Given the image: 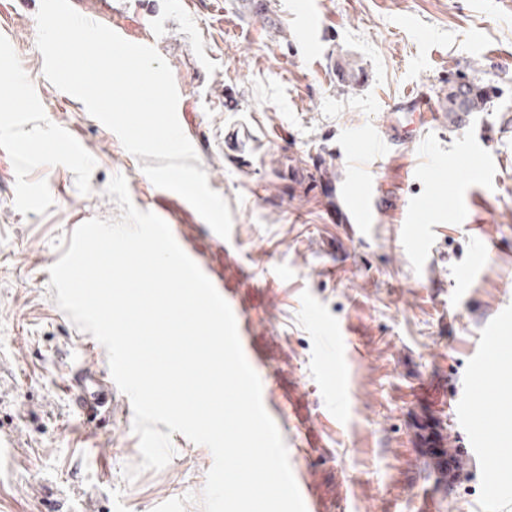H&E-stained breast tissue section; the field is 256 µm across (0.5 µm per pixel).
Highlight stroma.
Wrapping results in <instances>:
<instances>
[{"label":"stroma","instance_id":"obj_1","mask_svg":"<svg viewBox=\"0 0 512 512\" xmlns=\"http://www.w3.org/2000/svg\"><path fill=\"white\" fill-rule=\"evenodd\" d=\"M84 17L151 38L181 89L180 124L208 184L228 203L230 238L181 196H156L119 138L44 75L36 46L40 0H0V81L20 92L0 112V431L17 446L0 461V512H202L211 451L173 433L161 470L126 481L142 462L133 410L112 392L114 433L77 425L65 365L106 349L56 304L50 267L72 228L121 215L105 188L123 175L140 210L164 219L239 319L264 406L315 512H512V477L497 460L512 446V8L493 0H70ZM362 71L345 82L340 64ZM495 81L500 96L458 129L390 105L433 93L449 77ZM258 137L247 165L224 158V129ZM70 127L84 148L70 158L56 137ZM477 152L466 153L471 142ZM322 154L305 170L308 152ZM423 177L413 178L415 169ZM378 180L365 233L345 216L346 193ZM483 266L476 278L468 270ZM345 341H337V329ZM488 351L490 375L474 365ZM497 400L474 434L456 414ZM481 447L435 482L421 433ZM106 449L96 457L94 449Z\"/></svg>","mask_w":512,"mask_h":512}]
</instances>
